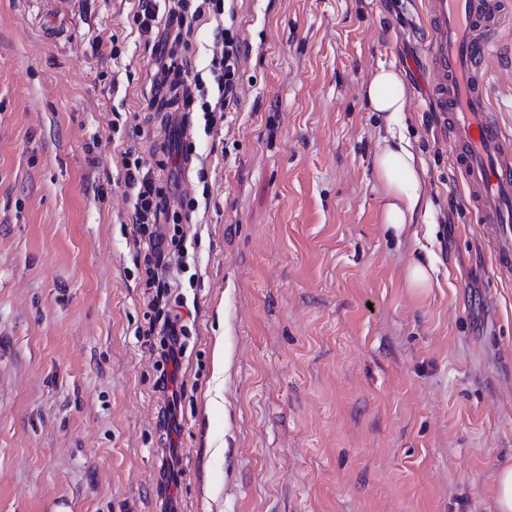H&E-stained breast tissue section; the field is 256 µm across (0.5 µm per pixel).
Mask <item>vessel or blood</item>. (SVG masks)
I'll list each match as a JSON object with an SVG mask.
<instances>
[{"mask_svg":"<svg viewBox=\"0 0 512 512\" xmlns=\"http://www.w3.org/2000/svg\"><path fill=\"white\" fill-rule=\"evenodd\" d=\"M428 87L453 166L499 270L512 269V135L487 94L488 61L512 32L507 0H424Z\"/></svg>","mask_w":512,"mask_h":512,"instance_id":"b4317fda","label":"vessel or blood"}]
</instances>
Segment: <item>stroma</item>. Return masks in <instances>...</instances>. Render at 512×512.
Returning a JSON list of instances; mask_svg holds the SVG:
<instances>
[{
    "mask_svg": "<svg viewBox=\"0 0 512 512\" xmlns=\"http://www.w3.org/2000/svg\"><path fill=\"white\" fill-rule=\"evenodd\" d=\"M421 4L224 0L181 50L205 74L218 26L240 36L238 103L208 133L159 70L167 11L143 35L138 0H0V512H159L165 444L168 512H496L512 279L451 165ZM383 66L393 126L363 96ZM489 94L512 132V43ZM391 133L432 202L399 236L372 168ZM130 147L165 162L181 217L158 226L176 367L148 330ZM366 96L374 112H387L390 123L405 112V87L393 68H381L368 85ZM432 267L425 265L420 261L412 262L405 273V282L407 288L415 293H423L432 288Z\"/></svg>",
    "mask_w": 512,
    "mask_h": 512,
    "instance_id": "stroma-1",
    "label": "stroma"
}]
</instances>
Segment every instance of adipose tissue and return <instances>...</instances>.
<instances>
[{
    "instance_id": "obj_1",
    "label": "adipose tissue",
    "mask_w": 512,
    "mask_h": 512,
    "mask_svg": "<svg viewBox=\"0 0 512 512\" xmlns=\"http://www.w3.org/2000/svg\"><path fill=\"white\" fill-rule=\"evenodd\" d=\"M366 96L371 109L386 113L389 122H396L405 110V87L394 69H380L369 83ZM373 172L384 198L382 222L402 232L427 206L419 165L409 142L401 138L385 141L374 156Z\"/></svg>"
}]
</instances>
